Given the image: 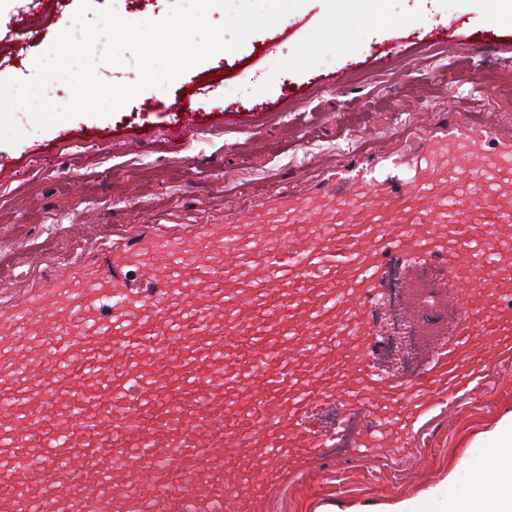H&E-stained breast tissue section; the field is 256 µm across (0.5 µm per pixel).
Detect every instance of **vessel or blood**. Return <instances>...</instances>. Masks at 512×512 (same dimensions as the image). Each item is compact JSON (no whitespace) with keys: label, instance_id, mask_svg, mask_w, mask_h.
<instances>
[{"label":"vessel or blood","instance_id":"1","mask_svg":"<svg viewBox=\"0 0 512 512\" xmlns=\"http://www.w3.org/2000/svg\"><path fill=\"white\" fill-rule=\"evenodd\" d=\"M177 136L199 103L156 99ZM220 219L135 215L0 277V512H287L342 465L420 471L512 366V127L417 112ZM458 310L413 375L374 362L394 266Z\"/></svg>","mask_w":512,"mask_h":512}]
</instances>
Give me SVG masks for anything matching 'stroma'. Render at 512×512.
<instances>
[{
    "label": "stroma",
    "instance_id": "obj_1",
    "mask_svg": "<svg viewBox=\"0 0 512 512\" xmlns=\"http://www.w3.org/2000/svg\"><path fill=\"white\" fill-rule=\"evenodd\" d=\"M78 5L79 0H65L52 11L47 0H0V72L33 77L35 58ZM409 8L408 0H384L382 28L354 29L346 41L335 42L320 33L324 0H307L305 8L289 13L284 27L252 34L234 57L215 55L192 67L165 89V97L192 92L213 100L215 112L175 147L169 144L168 113L143 109L155 95L151 89L110 115H78L46 129L16 111L13 120L25 136L0 143V271L27 249L69 257L65 228L90 214L95 224L122 223L133 210H162L174 222H205L219 214L226 188L259 189L281 178L293 182L311 154H341L345 142L337 132L347 126L380 139L419 109L489 112L511 125L512 27L496 25V39L485 46L479 29L469 24V0H438L427 28L413 31L401 21ZM451 22L454 37L439 36ZM274 38L278 48L268 50ZM381 47L389 51L382 66L374 61ZM287 56L299 62L288 75L282 72ZM463 68L481 76V83L460 82ZM244 72L265 84V91L257 94L241 83ZM334 80L342 82L341 92L331 91ZM287 81L300 88L299 97L282 98ZM260 101L277 108L256 111ZM130 186L137 187L136 198H126ZM509 409L512 372L437 433L427 451V472L375 479L361 469L341 471L300 490L292 512H320L329 504L343 512L352 505L413 498L435 483L469 512H490L476 485L495 444L477 435ZM463 457L468 463L462 467ZM453 464L459 467L454 481L443 482Z\"/></svg>",
    "mask_w": 512,
    "mask_h": 512
}]
</instances>
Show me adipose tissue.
Returning a JSON list of instances; mask_svg holds the SVG:
<instances>
[{
    "label": "adipose tissue",
    "instance_id": "1",
    "mask_svg": "<svg viewBox=\"0 0 512 512\" xmlns=\"http://www.w3.org/2000/svg\"><path fill=\"white\" fill-rule=\"evenodd\" d=\"M331 11L323 22L324 33L341 37L346 25L372 27L382 0H330ZM485 438L495 442L497 451L482 464L479 491L494 502V512H512V411L504 415ZM438 486L425 487L417 497L395 499L374 507H357L353 512H419L420 504H428L429 512H465L462 504L441 498Z\"/></svg>",
    "mask_w": 512,
    "mask_h": 512
}]
</instances>
